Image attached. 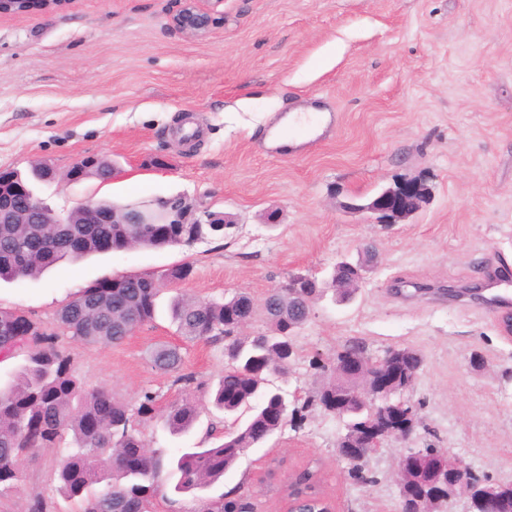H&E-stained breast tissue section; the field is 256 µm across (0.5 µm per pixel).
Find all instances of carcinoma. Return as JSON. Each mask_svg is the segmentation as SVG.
Instances as JSON below:
<instances>
[{"label": "carcinoma", "instance_id": "carcinoma-1", "mask_svg": "<svg viewBox=\"0 0 512 512\" xmlns=\"http://www.w3.org/2000/svg\"><path fill=\"white\" fill-rule=\"evenodd\" d=\"M83 176L101 179L112 172V164L97 158L82 161ZM81 213L63 216V224H1L0 280L36 279L62 260L77 262L99 253L103 237L115 248L190 246L209 237H222L229 225L169 224L166 235L157 224H79ZM194 275V266L185 262L168 270L161 279L147 275H122L110 279L109 286L96 281L62 303L59 326L72 338L87 343L119 344L135 330L153 322L157 299L163 288L185 284ZM348 282L350 273L337 268L328 279H313L315 298L295 297L272 292L265 299L268 328L257 336L240 335L239 320L244 304L251 297L201 301L178 293L170 313L180 334L187 340L222 343L229 362L214 396L216 408L235 414L247 411L243 425L223 432L222 442L212 448H181L171 459L165 452L150 449L132 423L155 417L159 395L143 392L134 404L114 397L104 388L90 389L76 375L70 355L60 344L59 334L34 324L24 331L26 317L0 310V356L16 353L25 364L14 379L0 386V497L23 481L21 461L44 448H58L71 435L66 454L56 464L53 480L56 490L79 505L78 512H151L162 488L170 485L177 493L194 494L192 512H257L255 499L233 489L213 499L201 495L212 484L224 479L238 458L249 448L260 445L267 435L288 420L302 417L304 409L316 406L330 412L336 399L327 390L350 387L353 373L335 370L337 381L322 387L302 404L287 409L281 391L268 384V378L288 369L293 345H285L278 332L299 328L311 315L315 300L336 281ZM399 368L409 382L416 380L422 364L420 355L409 347L398 349ZM154 366L174 374L173 384L189 387L196 383L191 373L180 372L179 348L165 346L153 354ZM198 412L188 400L173 402L163 417L164 427L173 435L185 434L197 420ZM375 413L355 407L346 433L337 441L347 447L359 443L354 428L369 423ZM299 509L323 510L322 492L316 471L305 468L296 473ZM26 512H52L49 500L40 492L28 496Z\"/></svg>", "mask_w": 512, "mask_h": 512}]
</instances>
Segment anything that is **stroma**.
<instances>
[{"mask_svg": "<svg viewBox=\"0 0 512 512\" xmlns=\"http://www.w3.org/2000/svg\"><path fill=\"white\" fill-rule=\"evenodd\" d=\"M177 0H72L65 10L0 16V168L51 165L33 182L59 214L80 203L118 205L181 197L189 220L232 216L224 237L190 246L132 249L64 261L39 278L0 281V309L56 329L63 301L88 284L127 274L163 277L192 263L184 292L263 303L294 274L326 278L342 256L374 242L378 260L352 302L318 300L293 338L295 356L274 383L307 397L331 380L347 345L372 358L409 346L423 365L405 400L417 423L409 442L387 439L368 459L372 483L349 475L336 454L345 419L310 409L248 449L207 496L249 490L258 512H285L292 473L318 469L335 512H397L405 447L442 448L477 474L512 483V335L499 313L466 295L494 274L512 276V0H219L202 37L178 30ZM300 106L327 111L317 143L267 149L273 119ZM199 126L187 146L185 121ZM115 166L110 181L65 173L88 157ZM406 180L427 201L397 224L347 209ZM172 291L155 320L122 343L62 337L87 387L160 406L192 400L200 416L173 436L135 422L152 448L211 446L224 415L209 391L224 373L223 345L184 339L172 323ZM179 347L199 384L184 390L157 370L153 352ZM484 358L474 367L473 354ZM321 368H313L312 359ZM49 450L23 466L0 512H25L30 492L72 505L55 490Z\"/></svg>", "mask_w": 512, "mask_h": 512, "instance_id": "obj_1", "label": "stroma"}]
</instances>
